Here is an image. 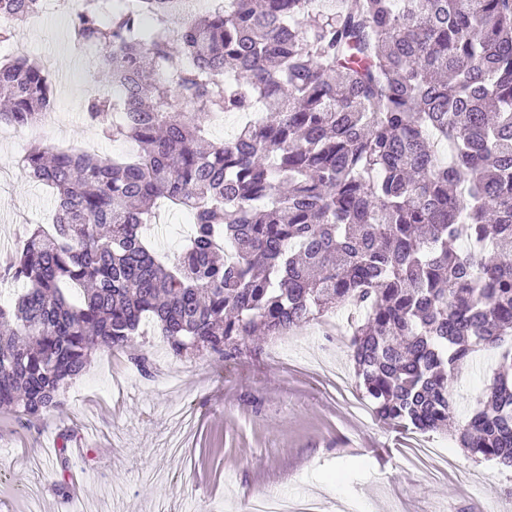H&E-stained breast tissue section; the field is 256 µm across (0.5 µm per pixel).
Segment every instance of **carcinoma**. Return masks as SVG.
Listing matches in <instances>:
<instances>
[{"instance_id":"cac0c4a2","label":"carcinoma","mask_w":512,"mask_h":512,"mask_svg":"<svg viewBox=\"0 0 512 512\" xmlns=\"http://www.w3.org/2000/svg\"><path fill=\"white\" fill-rule=\"evenodd\" d=\"M84 0L74 39L112 88L89 121L130 158L34 145L23 167L58 196L53 222L0 263V408L61 406L99 351L130 353L145 321L170 352L232 361L353 306L349 348L373 413L446 431L458 365L498 355L455 441L512 470V0ZM42 0H0V40ZM157 25L146 33L141 21ZM0 127L54 105L43 66L0 65ZM258 112L214 143V115ZM164 199L190 216L163 260L142 228Z\"/></svg>"}]
</instances>
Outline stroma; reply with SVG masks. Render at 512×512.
<instances>
[{
    "label": "stroma",
    "mask_w": 512,
    "mask_h": 512,
    "mask_svg": "<svg viewBox=\"0 0 512 512\" xmlns=\"http://www.w3.org/2000/svg\"><path fill=\"white\" fill-rule=\"evenodd\" d=\"M82 0H48L38 18L0 43V60L23 55L50 77L56 121L38 131L0 127V245L26 224L51 218L56 203L23 169L30 142L79 146L101 155L133 152L86 118L100 87L96 54L73 43ZM147 236L174 252L189 230L182 211L159 210ZM313 321L287 343L259 335L240 359L208 351L173 357L152 324L134 350L149 355L142 374L125 352L94 354L61 407L31 428L0 410V512H249L266 491L315 498L324 512H512V473L474 460L445 434H413L379 421L359 389L349 356L351 324ZM485 353L460 371L464 421L492 379ZM76 481L58 487L60 455Z\"/></svg>",
    "instance_id": "35a3bbf8"
}]
</instances>
